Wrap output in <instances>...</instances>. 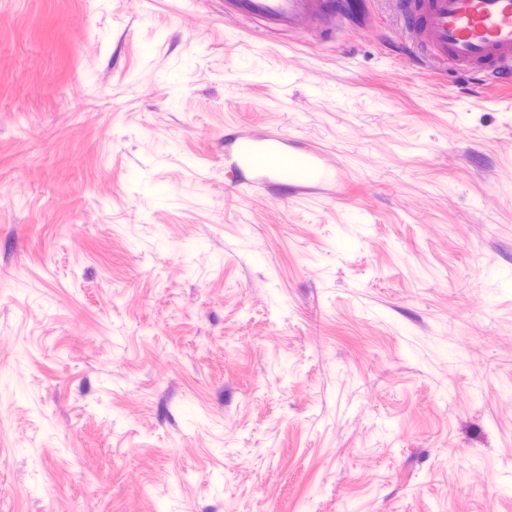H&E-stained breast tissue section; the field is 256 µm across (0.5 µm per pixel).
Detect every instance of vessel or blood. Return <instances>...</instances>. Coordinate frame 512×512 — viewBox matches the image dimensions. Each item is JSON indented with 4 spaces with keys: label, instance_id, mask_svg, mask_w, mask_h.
<instances>
[{
    "label": "vessel or blood",
    "instance_id": "obj_1",
    "mask_svg": "<svg viewBox=\"0 0 512 512\" xmlns=\"http://www.w3.org/2000/svg\"><path fill=\"white\" fill-rule=\"evenodd\" d=\"M243 18H258L296 30L313 23L343 25L355 0H226ZM410 23L427 46L449 65L491 67L512 73V0H408Z\"/></svg>",
    "mask_w": 512,
    "mask_h": 512
}]
</instances>
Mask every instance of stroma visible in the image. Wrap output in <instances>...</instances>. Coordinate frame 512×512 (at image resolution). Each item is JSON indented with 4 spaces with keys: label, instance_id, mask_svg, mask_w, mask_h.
<instances>
[{
    "label": "stroma",
    "instance_id": "35a3bbf8",
    "mask_svg": "<svg viewBox=\"0 0 512 512\" xmlns=\"http://www.w3.org/2000/svg\"><path fill=\"white\" fill-rule=\"evenodd\" d=\"M224 2L0 0V512H512V83Z\"/></svg>",
    "mask_w": 512,
    "mask_h": 512
}]
</instances>
